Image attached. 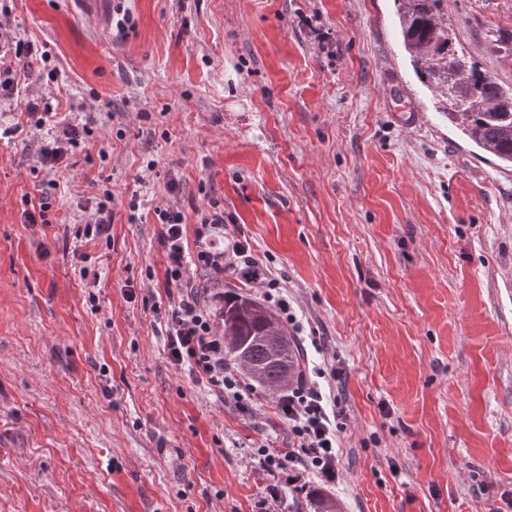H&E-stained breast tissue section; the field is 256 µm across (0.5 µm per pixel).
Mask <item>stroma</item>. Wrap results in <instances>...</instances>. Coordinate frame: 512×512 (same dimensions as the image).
Masks as SVG:
<instances>
[{
    "label": "stroma",
    "instance_id": "35a3bbf8",
    "mask_svg": "<svg viewBox=\"0 0 512 512\" xmlns=\"http://www.w3.org/2000/svg\"><path fill=\"white\" fill-rule=\"evenodd\" d=\"M80 3L0 0V512H512V167L436 112L394 0H122L121 32ZM448 21L512 87V0ZM213 199L337 372L336 482L260 462L291 446L275 392L245 412L167 356L155 211L192 246ZM110 192L104 193V201H100L97 206L96 217L94 220L87 222L85 235L89 238H98L107 234L109 237V230L112 226L113 213L112 209L108 206L111 202Z\"/></svg>",
    "mask_w": 512,
    "mask_h": 512
}]
</instances>
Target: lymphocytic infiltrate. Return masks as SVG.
Wrapping results in <instances>:
<instances>
[{"mask_svg": "<svg viewBox=\"0 0 512 512\" xmlns=\"http://www.w3.org/2000/svg\"><path fill=\"white\" fill-rule=\"evenodd\" d=\"M159 239L167 254L166 282L178 288L179 295L167 311L166 349L170 361L183 369L195 383L216 392L224 402L245 407L251 391L224 359V339L214 330L211 313L193 285L189 272L197 267L214 274L234 269L249 282L261 284L265 298L283 318L293 336L304 329L279 281L253 256L247 241L223 243L224 208L210 201L202 212L196 230L197 253H190L185 242L181 212L157 210ZM278 415L288 427L292 446L276 451L267 446L257 450L265 467L271 470L299 464L328 481L339 475L338 434L343 425L328 410V397L310 374L297 380L276 402Z\"/></svg>", "mask_w": 512, "mask_h": 512, "instance_id": "obj_1", "label": "lymphocytic infiltrate"}]
</instances>
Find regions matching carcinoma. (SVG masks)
I'll use <instances>...</instances> for the list:
<instances>
[{
    "label": "carcinoma",
    "mask_w": 512,
    "mask_h": 512,
    "mask_svg": "<svg viewBox=\"0 0 512 512\" xmlns=\"http://www.w3.org/2000/svg\"><path fill=\"white\" fill-rule=\"evenodd\" d=\"M402 46L417 78L434 93L435 109L461 135L505 166L512 165V88H505L459 51L448 28L447 0H395ZM278 317L246 293L228 291L217 320L224 335L246 342V375L263 388H286L301 355L282 326L286 353L266 339Z\"/></svg>",
    "instance_id": "cac0c4a2"
}]
</instances>
